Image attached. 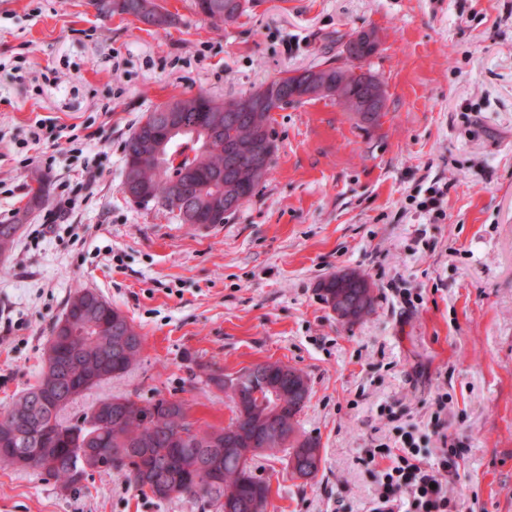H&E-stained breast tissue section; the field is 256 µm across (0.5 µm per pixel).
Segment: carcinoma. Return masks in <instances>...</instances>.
Instances as JSON below:
<instances>
[{"label": "carcinoma", "instance_id": "obj_1", "mask_svg": "<svg viewBox=\"0 0 512 512\" xmlns=\"http://www.w3.org/2000/svg\"><path fill=\"white\" fill-rule=\"evenodd\" d=\"M90 4L104 15L126 14L135 17L145 25L167 29L175 22V15L157 3V0H90ZM250 0H192L195 14L213 23L232 24L249 8ZM183 110L185 126L197 133V142H172L165 149L166 158L159 160L155 150L144 138V129L138 127L127 139L124 148L123 182L138 185L142 196L134 199L140 206L160 207L177 212L181 223H187L183 213L194 212L208 224L224 223V212L216 206L228 203L239 210L266 181L276 150L272 137L273 120L269 109L250 113L242 119L236 112L224 111V102L204 94L177 100ZM220 130L210 131L214 125ZM254 137L268 144L269 159L259 180L244 187L239 175L248 169V160H237L226 154L224 142L230 137ZM18 225L0 224V257L9 252L17 235ZM323 302H333L352 315L349 323L354 324L370 314L374 306L373 289L357 280L336 287L335 279H325ZM112 303L90 308L88 318L74 322L65 334L54 324L44 355V366L38 382L24 391L5 411L0 412V443L13 444L15 440L29 442L31 448H42L51 456L53 466L45 470L44 460L31 466L46 480H54L62 490L79 486L75 470L98 471L96 461L88 457L80 461L74 449L94 448L99 455H113L122 448L125 453L115 458L114 467L126 472L130 486L140 494L159 501L173 497L199 496L218 501L224 497V490L232 488L238 492V505L234 512H268L271 507L270 489H265L263 500L259 501L253 486L261 477L247 475L240 469L239 446L230 443L226 428L196 430L191 443L179 448L168 442V435L183 425L184 402L179 401L164 407L167 399L159 398L141 407L127 397L119 425L103 426L83 430L77 423L64 422L60 411L43 405L39 396L57 390L60 385L56 371L55 355L80 353V363L68 368L66 376L74 396L79 397L89 387L84 385V365L106 361L107 377L125 373L137 361L140 349L131 347L119 349L113 340ZM263 377L275 388L282 391L284 403L279 418L281 430L267 428L264 410L255 406L248 412V424L259 431L258 437L264 442L263 451L299 446L304 452L298 455L301 470L322 462L320 441L317 438L297 434L296 405L292 386L303 376L295 368L280 362H265L257 365ZM159 406L161 421L154 423L147 419L146 409ZM217 463L223 485L214 486L205 480L207 466ZM164 484L169 489L166 495L149 493L144 485Z\"/></svg>", "mask_w": 512, "mask_h": 512}]
</instances>
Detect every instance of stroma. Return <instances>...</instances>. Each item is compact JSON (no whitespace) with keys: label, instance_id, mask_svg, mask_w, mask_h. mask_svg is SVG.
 <instances>
[{"label":"stroma","instance_id":"1","mask_svg":"<svg viewBox=\"0 0 512 512\" xmlns=\"http://www.w3.org/2000/svg\"><path fill=\"white\" fill-rule=\"evenodd\" d=\"M159 2L176 16L164 30L89 0H0V224L19 227L0 263V410L35 382L54 323L86 289L144 342L64 420L115 396L164 397L196 427L224 426L233 401L214 377L282 362L308 380L298 430L319 439L322 463L300 482L284 453L255 457L274 512H365L377 487L366 450L389 436L384 403L429 457L446 442L465 449L448 485L457 512H512V0H251L221 27L191 0ZM370 27L381 43L363 67L387 91L380 125L329 99L274 113L268 180L207 230L124 195L125 141L143 112L344 65L345 42ZM39 119L76 126L83 151L32 141ZM88 165L100 170L92 200L44 227L53 203L29 202L27 182L74 184ZM432 187L446 191L437 221L419 207ZM344 270L374 289L353 324L318 294ZM0 512L221 510L142 496L116 468L63 492L0 467Z\"/></svg>","mask_w":512,"mask_h":512}]
</instances>
